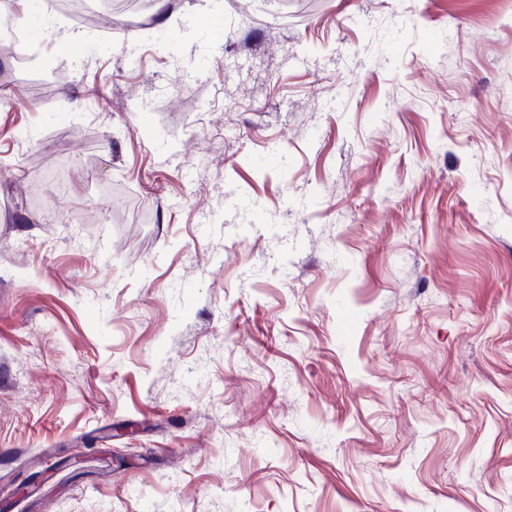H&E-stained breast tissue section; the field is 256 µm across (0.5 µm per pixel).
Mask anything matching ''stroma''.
<instances>
[{"instance_id": "stroma-1", "label": "stroma", "mask_w": 512, "mask_h": 512, "mask_svg": "<svg viewBox=\"0 0 512 512\" xmlns=\"http://www.w3.org/2000/svg\"><path fill=\"white\" fill-rule=\"evenodd\" d=\"M15 12L12 512H512V0Z\"/></svg>"}]
</instances>
